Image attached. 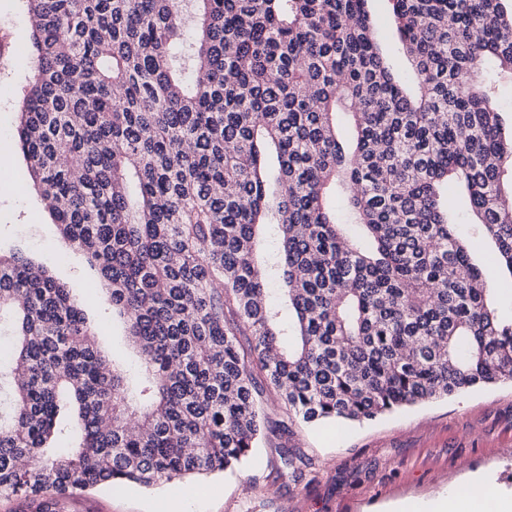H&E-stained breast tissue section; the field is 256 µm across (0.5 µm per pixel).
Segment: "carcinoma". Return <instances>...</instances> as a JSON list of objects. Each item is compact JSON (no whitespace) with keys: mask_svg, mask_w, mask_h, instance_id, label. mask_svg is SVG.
Instances as JSON below:
<instances>
[{"mask_svg":"<svg viewBox=\"0 0 512 512\" xmlns=\"http://www.w3.org/2000/svg\"><path fill=\"white\" fill-rule=\"evenodd\" d=\"M193 2L189 39L186 0H25L17 148L141 360L137 383L107 367L68 289L0 253V496L33 512L238 467L269 423L256 366L292 424L512 381L486 274L512 276V9L390 0L404 83L369 0ZM457 184L481 263L449 222Z\"/></svg>","mask_w":512,"mask_h":512,"instance_id":"1","label":"carcinoma"}]
</instances>
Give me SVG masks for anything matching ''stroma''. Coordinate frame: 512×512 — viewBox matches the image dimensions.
I'll list each match as a JSON object with an SVG mask.
<instances>
[{
	"mask_svg": "<svg viewBox=\"0 0 512 512\" xmlns=\"http://www.w3.org/2000/svg\"><path fill=\"white\" fill-rule=\"evenodd\" d=\"M377 41L391 65L406 60L389 0H370ZM31 27L24 0H0V250L21 251L49 268L77 299L110 357L138 365L126 326L103 302L96 274L83 254L67 246L28 187L16 148L17 89L29 69ZM259 401L271 427L250 459L218 475L153 489L136 486L76 491L60 512H385L394 503L436 496L469 470L512 497V381L476 388L361 424L277 428L284 411L263 372L255 374ZM293 448L297 473L281 464Z\"/></svg>",
	"mask_w": 512,
	"mask_h": 512,
	"instance_id": "35a3bbf8",
	"label": "stroma"
}]
</instances>
